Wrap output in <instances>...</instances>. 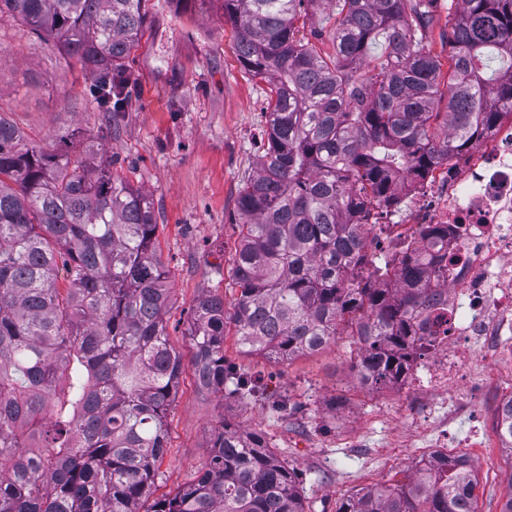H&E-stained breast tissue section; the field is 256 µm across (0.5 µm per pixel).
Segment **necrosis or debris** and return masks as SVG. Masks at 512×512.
<instances>
[{"label":"necrosis or debris","instance_id":"1","mask_svg":"<svg viewBox=\"0 0 512 512\" xmlns=\"http://www.w3.org/2000/svg\"><path fill=\"white\" fill-rule=\"evenodd\" d=\"M409 207L395 223L396 242L422 246L424 224L448 227V275L432 277L436 338L428 353L431 383L448 395V415L471 414L481 431L468 444L512 451V390L491 391L479 371L512 355V111L489 134L426 178L397 186Z\"/></svg>","mask_w":512,"mask_h":512}]
</instances>
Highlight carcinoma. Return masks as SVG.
I'll use <instances>...</instances> for the list:
<instances>
[{"label": "carcinoma", "instance_id": "obj_1", "mask_svg": "<svg viewBox=\"0 0 512 512\" xmlns=\"http://www.w3.org/2000/svg\"><path fill=\"white\" fill-rule=\"evenodd\" d=\"M146 2L0 0V18L77 59L114 119ZM219 2L240 63L271 98L258 171L237 199L239 297L228 312L203 295L187 317L196 382L242 402L264 394L224 357L229 330L282 361L345 329L360 344L361 384L397 382L432 341L416 319L425 282L447 268L406 246L365 273L369 217L397 204L399 177L424 178L512 109V0H450L445 74L423 44L433 0ZM317 3L335 17L332 55L297 36ZM491 55L508 65L488 77ZM157 227L150 198L112 162L91 168L0 108V512H304L298 476L266 435L228 425L194 480L150 500L184 372L164 320ZM476 487L442 459L358 490L337 512H477Z\"/></svg>", "mask_w": 512, "mask_h": 512}]
</instances>
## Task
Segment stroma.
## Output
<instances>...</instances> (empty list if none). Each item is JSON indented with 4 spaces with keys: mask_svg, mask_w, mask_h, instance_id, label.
Listing matches in <instances>:
<instances>
[{
    "mask_svg": "<svg viewBox=\"0 0 512 512\" xmlns=\"http://www.w3.org/2000/svg\"><path fill=\"white\" fill-rule=\"evenodd\" d=\"M238 31L219 0H148L139 45L125 60L135 82L116 127L89 94L81 65L12 19L0 20V107L28 133L47 137L83 131L89 145L72 153L110 159L129 183L147 193L157 218V242L173 301L166 319L170 345L191 361L186 336L190 307L205 293L232 307L239 294L230 277L239 243L237 198L264 149L270 86L240 64ZM448 0L431 8L425 43L440 62L451 51ZM351 338L287 362L243 352L227 336L224 355L258 373L264 397L244 403L198 387L183 373L168 409V450L155 496L191 481L215 432L231 425L264 432L299 476L305 512H337L361 488L413 473L414 434L427 392L421 362L408 378L380 390L361 385ZM286 409H277V401ZM478 512H500L512 492V457L477 448Z\"/></svg>",
    "mask_w": 512,
    "mask_h": 512,
    "instance_id": "obj_1",
    "label": "stroma"
}]
</instances>
